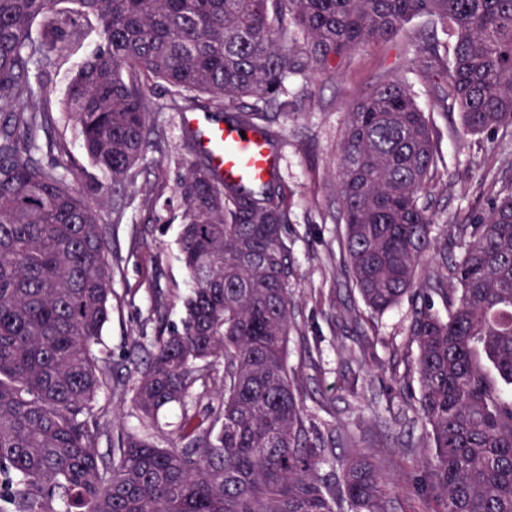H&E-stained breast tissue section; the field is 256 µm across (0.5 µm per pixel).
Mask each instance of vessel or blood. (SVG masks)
Returning <instances> with one entry per match:
<instances>
[{"label": "vessel or blood", "mask_w": 512, "mask_h": 512, "mask_svg": "<svg viewBox=\"0 0 512 512\" xmlns=\"http://www.w3.org/2000/svg\"><path fill=\"white\" fill-rule=\"evenodd\" d=\"M184 123L193 129L202 149L211 151L213 164L225 179L264 181L276 158L257 129L215 123L206 113L188 112Z\"/></svg>", "instance_id": "1"}]
</instances>
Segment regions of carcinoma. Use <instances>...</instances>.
Returning <instances> with one entry per match:
<instances>
[{"label":"carcinoma","mask_w":512,"mask_h":512,"mask_svg":"<svg viewBox=\"0 0 512 512\" xmlns=\"http://www.w3.org/2000/svg\"><path fill=\"white\" fill-rule=\"evenodd\" d=\"M73 4L62 8L63 2ZM424 16L442 38L413 42L405 70L434 85L468 134L512 127V0H0V512H386L390 480L352 441L306 418L288 372L286 204L277 171L228 182L184 128L177 161L180 255L191 288L180 325L102 348L112 315V228L103 186L83 178L45 88L94 20L95 52L64 108L87 160L110 177L112 223L160 146L146 91L174 112L257 128L275 145L285 81L332 75L355 48ZM435 136L404 74L352 106L338 150L343 249L364 303L421 300L408 335L429 443L411 444L433 512H512V153L492 202L434 235ZM440 253L442 279L418 278ZM445 301L447 317L431 308ZM224 374L207 401L210 367ZM130 388L140 428L112 436L101 395ZM179 411L170 439L158 413ZM110 447L100 450L102 440Z\"/></svg>","instance_id":"obj_1"}]
</instances>
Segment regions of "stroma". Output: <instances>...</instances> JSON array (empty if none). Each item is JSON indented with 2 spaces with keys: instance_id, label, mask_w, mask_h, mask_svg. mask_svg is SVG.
I'll return each mask as SVG.
<instances>
[{
  "instance_id": "35a3bbf8",
  "label": "stroma",
  "mask_w": 512,
  "mask_h": 512,
  "mask_svg": "<svg viewBox=\"0 0 512 512\" xmlns=\"http://www.w3.org/2000/svg\"><path fill=\"white\" fill-rule=\"evenodd\" d=\"M433 29L429 19H413L393 41L351 51L335 75L287 82L288 106L277 121V170L288 205V289L297 320L288 339V366L308 419L318 429L355 437L384 464L395 485L387 512L424 508L416 487L420 473L408 456L409 444L426 438L422 426L408 424L421 395L409 372L416 355L407 334L412 306L404 301L378 317L355 289L342 249L336 156L349 106L376 80L400 72L416 36ZM99 42L97 31L89 30L48 85L58 133L82 166L87 160L62 102L80 62ZM414 89L445 163L431 189L433 209L439 224H454L473 208L487 207L491 193L483 176L512 151V135L464 134L458 113L443 109L422 83ZM167 98L159 86L149 93L151 122L164 131L166 143L163 151L148 149L143 160L159 199L146 203L144 192L130 189L124 217L112 227V316L103 339L117 358L132 337L155 336L157 295L166 298L168 323L179 324L190 288L180 261L181 202L175 191L176 161L188 151L182 118L165 110Z\"/></svg>"
}]
</instances>
